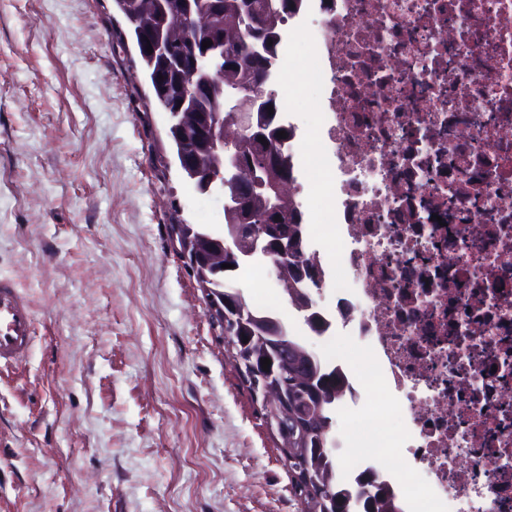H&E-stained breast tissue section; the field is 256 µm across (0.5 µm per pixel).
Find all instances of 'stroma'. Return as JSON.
I'll use <instances>...</instances> for the list:
<instances>
[{
	"label": "stroma",
	"instance_id": "1",
	"mask_svg": "<svg viewBox=\"0 0 512 512\" xmlns=\"http://www.w3.org/2000/svg\"><path fill=\"white\" fill-rule=\"evenodd\" d=\"M222 211L113 0H0V277L36 328L0 370V512H300L172 240Z\"/></svg>",
	"mask_w": 512,
	"mask_h": 512
}]
</instances>
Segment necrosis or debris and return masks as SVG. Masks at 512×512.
<instances>
[{
  "mask_svg": "<svg viewBox=\"0 0 512 512\" xmlns=\"http://www.w3.org/2000/svg\"><path fill=\"white\" fill-rule=\"evenodd\" d=\"M318 119L297 126L294 40L277 124L306 251L354 339L333 350L340 408L364 439L346 489L387 459L397 512H512V0H296ZM322 148L307 154L303 139ZM388 396L369 399L368 383ZM333 349H335V353L356 368L362 377H366L364 367L367 362V356L362 348L357 346L352 340L339 336L333 344Z\"/></svg>",
  "mask_w": 512,
  "mask_h": 512,
  "instance_id": "4bbe7bcc",
  "label": "necrosis or debris"
}]
</instances>
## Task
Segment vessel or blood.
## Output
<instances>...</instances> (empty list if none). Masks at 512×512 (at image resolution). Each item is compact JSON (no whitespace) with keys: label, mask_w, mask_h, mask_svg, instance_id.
Instances as JSON below:
<instances>
[{"label":"vessel or blood","mask_w":512,"mask_h":512,"mask_svg":"<svg viewBox=\"0 0 512 512\" xmlns=\"http://www.w3.org/2000/svg\"><path fill=\"white\" fill-rule=\"evenodd\" d=\"M34 338L28 300L12 281L0 278V368L23 362Z\"/></svg>","instance_id":"vessel-or-blood-1"}]
</instances>
